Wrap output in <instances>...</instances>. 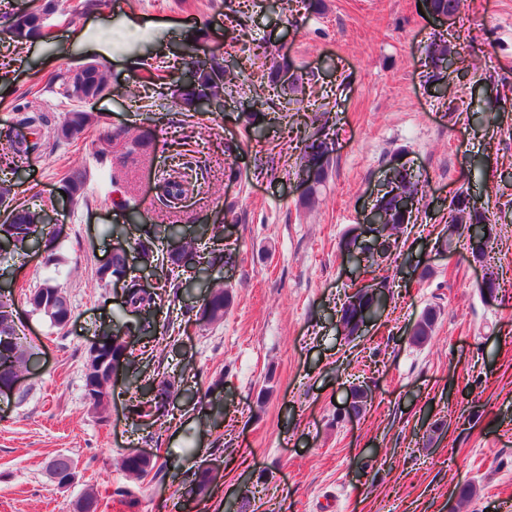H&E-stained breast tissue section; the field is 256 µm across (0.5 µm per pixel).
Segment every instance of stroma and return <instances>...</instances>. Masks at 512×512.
Listing matches in <instances>:
<instances>
[{
  "label": "stroma",
  "instance_id": "obj_1",
  "mask_svg": "<svg viewBox=\"0 0 512 512\" xmlns=\"http://www.w3.org/2000/svg\"><path fill=\"white\" fill-rule=\"evenodd\" d=\"M84 2L60 0L45 40L18 46L0 30V144L14 134L17 110L61 119L71 103L58 80L75 66L99 65L110 89L89 104L99 123L81 139L47 142L16 169L0 160V180L62 229L53 261H0L34 352L20 388L0 396V512H74L87 490L104 512H172L184 480L211 462V497L182 512H512V0H464L456 19L421 15L422 0H323L317 11L268 0ZM231 14L244 31L238 42L226 32ZM440 33L470 53L465 74L438 90L427 72ZM258 42L303 76L297 112L281 111L266 91L269 144L242 136L243 92L225 96L218 112H176L169 90L186 75L183 45L201 60H242ZM151 65L163 68V81L148 80ZM490 84L498 101L487 99ZM319 117L334 162L305 207L296 161L305 123ZM105 127L152 131L151 155H97ZM179 153L208 185L186 200L180 220L190 228L224 219L231 259L211 277L233 288L234 303L206 326L169 310L168 345L143 371L178 373L187 389L210 393L202 404L175 400L163 423L146 426L130 416L119 384L101 418L85 399L86 350L103 323L127 316L98 269L135 234L112 201L129 189L149 216L160 215L157 174ZM396 159L419 176L423 206L391 263L371 273L341 243L362 232ZM68 167L89 171L75 204L58 195ZM458 194L494 223L483 261L445 223ZM48 278L70 302L61 327L26 298ZM383 278L391 288L382 319L347 344L337 310L354 288ZM489 278L493 300L482 292ZM429 306L439 313L435 332L410 344ZM361 382L371 406L344 417ZM134 449L164 462L157 477L126 476L121 457ZM59 455L77 464L66 489L47 473ZM119 486L132 489L135 510L113 497Z\"/></svg>",
  "mask_w": 512,
  "mask_h": 512
}]
</instances>
